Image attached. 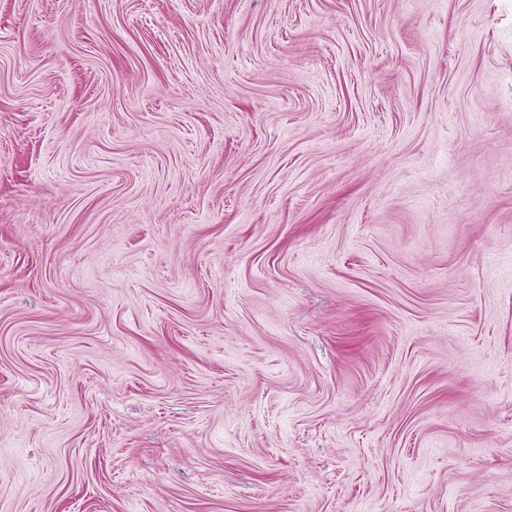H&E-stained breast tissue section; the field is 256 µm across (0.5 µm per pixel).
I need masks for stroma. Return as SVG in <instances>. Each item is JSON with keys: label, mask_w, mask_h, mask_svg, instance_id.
<instances>
[{"label": "stroma", "mask_w": 512, "mask_h": 512, "mask_svg": "<svg viewBox=\"0 0 512 512\" xmlns=\"http://www.w3.org/2000/svg\"><path fill=\"white\" fill-rule=\"evenodd\" d=\"M0 512H512V0H0Z\"/></svg>", "instance_id": "stroma-1"}]
</instances>
